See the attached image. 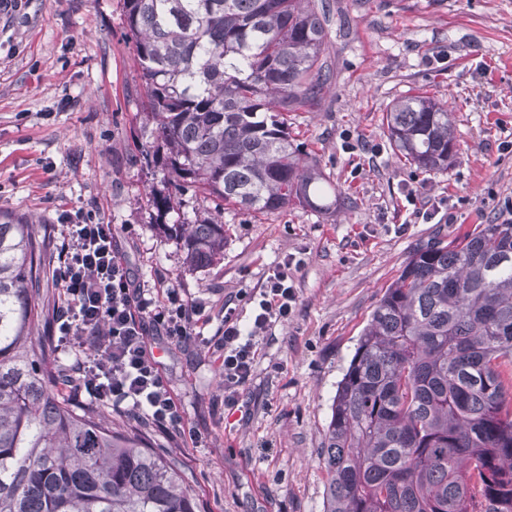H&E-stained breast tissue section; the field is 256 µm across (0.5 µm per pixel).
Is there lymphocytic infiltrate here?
<instances>
[{"mask_svg":"<svg viewBox=\"0 0 512 512\" xmlns=\"http://www.w3.org/2000/svg\"><path fill=\"white\" fill-rule=\"evenodd\" d=\"M53 278L61 290L50 328L57 350L73 355L65 382L73 400L89 399L135 418H143L172 438H191L183 429V410L149 349L153 336L181 344L198 334L203 305L182 298L175 288H147L132 277L112 227L75 210L61 216ZM292 262L271 268L258 293L250 295L248 319L236 307L224 308L214 343L223 351L219 388L225 408L238 406L256 365L261 338L292 316L297 289Z\"/></svg>","mask_w":512,"mask_h":512,"instance_id":"lymphocytic-infiltrate-1","label":"lymphocytic infiltrate"}]
</instances>
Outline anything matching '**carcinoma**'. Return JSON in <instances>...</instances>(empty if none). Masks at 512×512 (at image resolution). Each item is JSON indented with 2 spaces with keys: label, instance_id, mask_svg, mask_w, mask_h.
<instances>
[{
  "label": "carcinoma",
  "instance_id": "carcinoma-1",
  "mask_svg": "<svg viewBox=\"0 0 512 512\" xmlns=\"http://www.w3.org/2000/svg\"><path fill=\"white\" fill-rule=\"evenodd\" d=\"M164 171L156 220L189 190L216 214L163 224L189 266L224 258L232 205L327 210L322 174L288 113L330 79L316 0H122ZM387 138L423 172L455 156L452 112L396 100ZM44 237L0 223V512H197L177 466L98 406L63 400L47 337ZM322 456L323 512H512V223L416 249L363 328L340 381Z\"/></svg>",
  "mask_w": 512,
  "mask_h": 512
}]
</instances>
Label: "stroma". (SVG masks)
Wrapping results in <instances>:
<instances>
[{
  "label": "stroma",
  "mask_w": 512,
  "mask_h": 512,
  "mask_svg": "<svg viewBox=\"0 0 512 512\" xmlns=\"http://www.w3.org/2000/svg\"><path fill=\"white\" fill-rule=\"evenodd\" d=\"M332 80L291 113L288 132L316 159L336 203L262 215L224 209V258L189 269L148 203L161 175L121 0H28L0 30V213L56 223L76 206L110 224L145 287L173 286L205 306L214 336L224 302L260 286L286 256L301 259L288 324L260 341L238 407L226 409L217 353L156 336L151 351L199 447L149 446L176 460L200 512H323L321 458L339 381L362 329L417 246L512 217V0H326ZM414 94L449 106L456 156L428 174L393 151L385 115ZM452 210L416 215L408 190Z\"/></svg>",
  "instance_id": "stroma-1"
}]
</instances>
